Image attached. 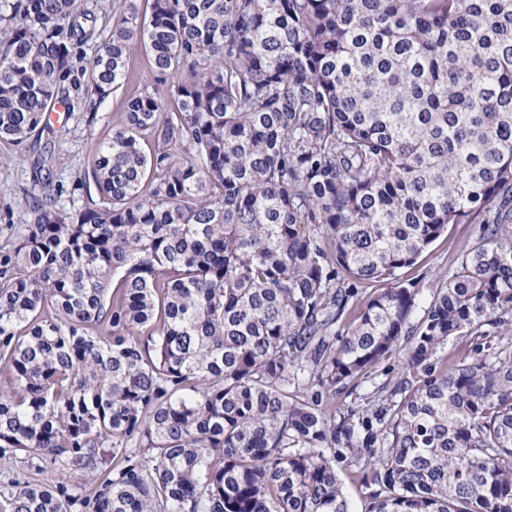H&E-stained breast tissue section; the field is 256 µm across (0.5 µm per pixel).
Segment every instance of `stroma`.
Returning a JSON list of instances; mask_svg holds the SVG:
<instances>
[{"instance_id":"stroma-1","label":"stroma","mask_w":512,"mask_h":512,"mask_svg":"<svg viewBox=\"0 0 512 512\" xmlns=\"http://www.w3.org/2000/svg\"><path fill=\"white\" fill-rule=\"evenodd\" d=\"M124 91L108 95L87 111L83 103L51 117L52 134L18 145L0 139V245L11 242L17 225L25 223L28 202L38 188L31 174V161L42 150H50L53 181L72 186L87 166L97 138L107 134L120 121ZM480 233L475 224H452L447 233L434 242L419 259L413 271L422 290L421 305H428L432 288L448 279L459 257L471 247ZM112 472L111 463L83 472H72L49 465L14 448L0 450V496L10 493L15 483L49 484L64 487L69 493L84 497L93 495Z\"/></svg>"}]
</instances>
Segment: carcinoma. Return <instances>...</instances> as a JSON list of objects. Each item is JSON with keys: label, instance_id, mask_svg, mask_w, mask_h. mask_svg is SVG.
Returning <instances> with one entry per match:
<instances>
[{"label": "carcinoma", "instance_id": "obj_1", "mask_svg": "<svg viewBox=\"0 0 512 512\" xmlns=\"http://www.w3.org/2000/svg\"><path fill=\"white\" fill-rule=\"evenodd\" d=\"M97 38L78 0L0 14L1 139L151 61L97 196L65 207L37 158L0 246V448L111 451L93 512H349L338 463L366 512H512V356L436 358L512 332V0H128ZM450 224L480 234L419 318L416 282L359 296ZM78 501L18 483L0 512ZM149 62L140 51H133L128 62V90L143 86L150 74ZM399 354L400 355L397 354L380 363L379 367L376 369L379 376L374 380L377 384L386 379H388V381L390 379L394 380L400 376L404 359L402 353L400 352ZM374 381L364 379L354 389L345 390L341 394L337 393L336 399L333 400V407H336V410H346L348 406L356 407L363 404L364 401L361 400V397L367 394L371 395L376 391H374V387L376 386Z\"/></svg>", "mask_w": 512, "mask_h": 512}]
</instances>
